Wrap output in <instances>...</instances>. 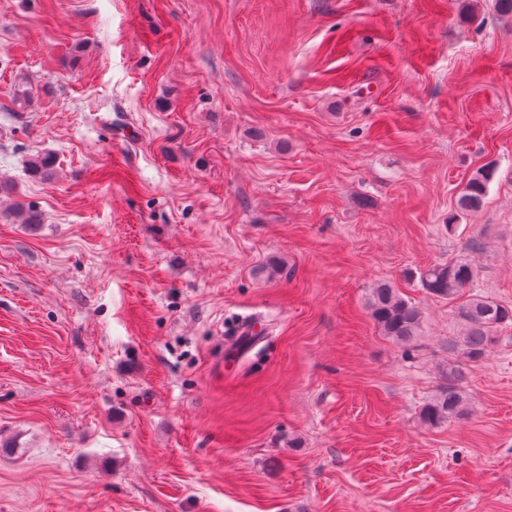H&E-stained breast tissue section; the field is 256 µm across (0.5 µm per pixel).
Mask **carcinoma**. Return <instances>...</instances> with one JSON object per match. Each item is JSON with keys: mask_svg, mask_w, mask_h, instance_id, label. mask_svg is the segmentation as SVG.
<instances>
[{"mask_svg": "<svg viewBox=\"0 0 512 512\" xmlns=\"http://www.w3.org/2000/svg\"><path fill=\"white\" fill-rule=\"evenodd\" d=\"M55 159L37 154L28 169L41 177L52 173ZM490 172L479 169L457 199L458 211L479 209L486 197ZM476 274L464 261L439 262L422 268L420 286L434 297L456 304L461 335L449 344L454 361L443 372L438 395L419 414L423 424L438 427L467 413L468 397L461 389L464 367L485 360L489 346L500 342L498 332L512 325V306L473 291ZM370 310L382 333L404 347L415 345L422 324L421 309L387 283L373 289Z\"/></svg>", "mask_w": 512, "mask_h": 512, "instance_id": "carcinoma-1", "label": "carcinoma"}]
</instances>
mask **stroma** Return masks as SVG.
<instances>
[{
	"label": "stroma",
	"instance_id": "obj_1",
	"mask_svg": "<svg viewBox=\"0 0 512 512\" xmlns=\"http://www.w3.org/2000/svg\"><path fill=\"white\" fill-rule=\"evenodd\" d=\"M1 180L0 512H512V326L419 419L460 332L420 270L512 305L495 0H0ZM490 172L479 169L466 183L463 192L457 199V208L461 213L478 210L486 197ZM370 310L385 336L404 347L414 346L420 336L421 309L387 283L373 288Z\"/></svg>",
	"mask_w": 512,
	"mask_h": 512
}]
</instances>
